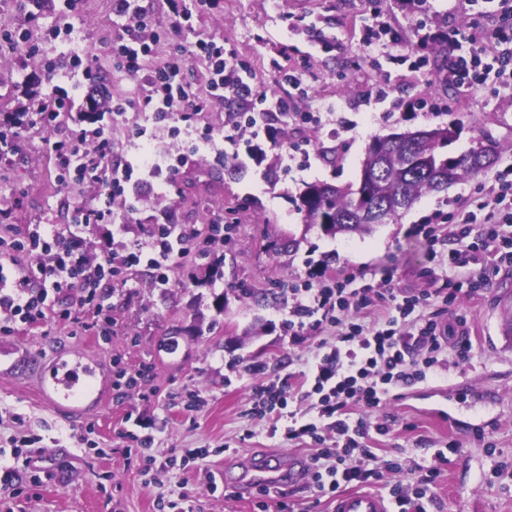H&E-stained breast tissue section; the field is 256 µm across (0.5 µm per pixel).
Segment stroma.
I'll list each match as a JSON object with an SVG mask.
<instances>
[{"mask_svg": "<svg viewBox=\"0 0 512 512\" xmlns=\"http://www.w3.org/2000/svg\"><path fill=\"white\" fill-rule=\"evenodd\" d=\"M151 16L147 35L155 43V62L168 60L173 45L201 40L223 42L251 63L257 82L275 90L271 65L280 51L289 64L306 62L307 92L295 96L293 112L280 121L279 146L256 141L253 149L224 139L239 110L230 100L212 102L191 121L180 116L154 124L148 136L130 133L137 112L103 114L112 126L115 168L139 161L124 193L112 203L114 224H95L84 233V250L95 259L105 249L121 254L156 224L200 227L203 222L235 225L230 240L209 245L224 258L221 278L212 280L206 259H179L167 287H158L151 270L126 273V285L109 292L110 335L84 330L58 319L41 327L8 329L0 321V447L15 436L40 438L46 458L38 478L24 482L11 499L10 512H157L158 499L170 512H276L259 489L242 491L224 480V464L255 451L304 452L300 441L270 434L267 422L250 413L251 396L263 381L301 369L317 345L335 342L326 326L289 335L283 321L288 308L281 288L316 269L357 281L392 274L398 295L435 293L446 287L448 267L431 257L413 233L423 217L440 211L448 223L467 212L484 218L489 187L497 171L512 168V91L495 80L461 93L448 71L459 54L445 40L449 30L471 24L485 0H210L192 7L179 33L167 0H140ZM56 0L34 8L29 0H0V35L26 36L37 56L20 59L0 50V113L14 112L28 94L47 96L51 69L72 64L73 50L88 52L95 86L111 98H131L142 79L117 69L110 42L132 19L112 14V0H81L68 41L54 38L60 25ZM385 25L399 32L395 51L416 53L422 32L436 41L422 50L425 72L388 62L382 47L364 48L361 31ZM438 111H428V104ZM315 112L319 124L302 123L300 113ZM461 125L450 150L459 154L484 144L497 154L490 169L456 182L447 190L422 194L398 223L371 232L328 236L304 231L296 202L306 184L357 183L373 138L448 124ZM211 147L193 152L202 132ZM59 133L34 126L19 144L0 154V225L14 230L27 224H66L74 207L91 205L96 187L60 184L50 145ZM306 142L309 158L289 159L288 149ZM187 154L178 169L146 165V158ZM295 236L293 248L273 252L269 239ZM487 280L473 295L454 304L434 303V320L446 328L448 343H472L469 361L448 363L427 381L391 391L371 423L388 427L370 434V447L390 459L440 467L427 512H512V271L487 268ZM226 294L224 311L215 295ZM62 350L85 352L105 370L115 363L152 369L155 395L115 396L111 381L101 386L102 406L81 417L59 413L42 399L35 370ZM199 391L204 402L187 412L167 407L166 392ZM154 424L162 472H145L139 458L126 456L122 433L128 415ZM209 449L203 462L183 463L186 450Z\"/></svg>", "mask_w": 512, "mask_h": 512, "instance_id": "obj_1", "label": "stroma"}]
</instances>
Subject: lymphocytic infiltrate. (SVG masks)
<instances>
[{"instance_id":"obj_1","label":"lymphocytic infiltrate","mask_w":512,"mask_h":512,"mask_svg":"<svg viewBox=\"0 0 512 512\" xmlns=\"http://www.w3.org/2000/svg\"><path fill=\"white\" fill-rule=\"evenodd\" d=\"M114 16L136 17L137 23L112 45L120 71L143 77L145 92L137 101L114 103L115 112L134 107L149 112L153 122L181 114L190 120L215 100L232 99L246 104L240 123L230 126L227 141H235L239 126L250 129L253 137L277 143L279 116L291 109L293 92L303 91L302 70L275 65L280 95H269L254 80L250 64L239 59L222 43L203 41L160 66H151L153 48L143 34L148 22L140 14L139 0H112ZM450 39L468 44L452 68V80L463 90L482 84L489 73H496L501 85L512 89V0H497L492 25H471L449 31ZM205 64L204 88L195 90L187 77L189 62ZM94 152L82 151L85 135L54 142L53 153L59 180L70 175L97 178L111 152L112 128H94ZM132 169L123 166L112 173L95 207L73 209L69 224H30L16 237L0 238V256L15 260L17 255L32 257L34 269L16 276L0 270V314L13 323L41 326L57 319L54 300L61 293L76 294L74 310L101 305L107 288L124 283V273L134 266L152 270L158 285H167L169 273L183 254L191 232L181 224H158L145 239L124 255L110 252L95 260L83 252L82 231L89 225L111 220L110 201L123 193ZM493 205L484 225L474 226L470 217L455 224L451 236L457 246L449 250L448 290L443 300L453 303L482 284L476 265L512 267V168L500 171L491 189ZM291 299L288 333L324 326L337 328V342L318 352L304 370L291 372L256 387L252 411L256 417L276 423L285 418L289 400L308 402L309 418L301 425H289L288 439L310 438L318 449L312 456V489L316 498L331 497L352 483H364L370 476L368 464L376 460L374 449L361 445L368 424L353 420V407L377 411L397 384L426 380L443 361L442 332L427 309L429 295L399 296L390 278L354 286L352 280L322 273H309L307 279L293 280L282 288ZM386 310L384 319L373 324L359 322L355 311L373 303ZM440 472L428 468L417 485L396 483L389 490L390 501L398 512H426L434 497Z\"/></svg>"}]
</instances>
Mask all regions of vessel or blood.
Masks as SVG:
<instances>
[{
    "label": "vessel or blood",
    "mask_w": 512,
    "mask_h": 512,
    "mask_svg": "<svg viewBox=\"0 0 512 512\" xmlns=\"http://www.w3.org/2000/svg\"><path fill=\"white\" fill-rule=\"evenodd\" d=\"M98 369L96 361L84 363L61 353L45 363L36 380L48 404L66 413L81 414L100 404ZM225 469L235 472L241 487H276L287 481H306L310 463L296 454L254 453L226 463ZM334 512H388V507L375 495L348 493L337 497Z\"/></svg>",
    "instance_id": "1"
}]
</instances>
